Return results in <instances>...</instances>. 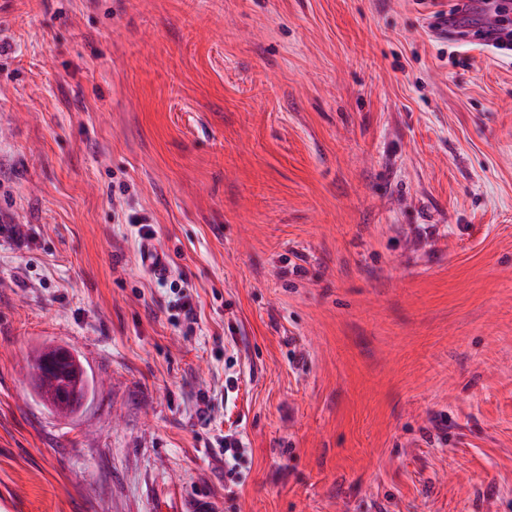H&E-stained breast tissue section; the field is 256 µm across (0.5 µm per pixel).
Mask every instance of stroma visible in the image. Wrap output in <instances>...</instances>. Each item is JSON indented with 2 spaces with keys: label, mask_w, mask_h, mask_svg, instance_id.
I'll return each mask as SVG.
<instances>
[{
  "label": "stroma",
  "mask_w": 512,
  "mask_h": 512,
  "mask_svg": "<svg viewBox=\"0 0 512 512\" xmlns=\"http://www.w3.org/2000/svg\"><path fill=\"white\" fill-rule=\"evenodd\" d=\"M449 3L0 0V512H512V56ZM55 350L49 354L40 371L42 378L55 377L63 380L58 401L76 405L85 398L87 376L73 351L64 346H54Z\"/></svg>",
  "instance_id": "obj_1"
}]
</instances>
